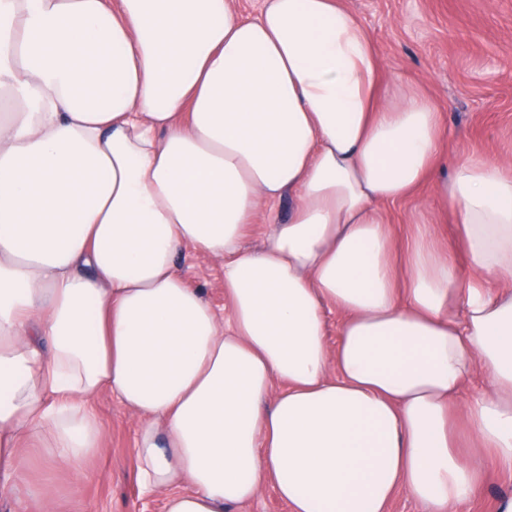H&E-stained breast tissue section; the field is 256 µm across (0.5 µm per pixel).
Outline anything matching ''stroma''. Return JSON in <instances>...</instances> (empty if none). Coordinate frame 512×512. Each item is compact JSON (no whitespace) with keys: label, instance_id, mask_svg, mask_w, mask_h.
<instances>
[{"label":"stroma","instance_id":"stroma-1","mask_svg":"<svg viewBox=\"0 0 512 512\" xmlns=\"http://www.w3.org/2000/svg\"><path fill=\"white\" fill-rule=\"evenodd\" d=\"M358 21L380 49L390 83L422 89L441 107L440 148L449 165L474 155L490 160L512 156V0H349ZM431 185L417 198L386 208L405 269L420 206H434ZM177 264L186 282L216 308L224 306L221 273L210 259L188 250ZM95 409L104 447L93 458L89 479L77 481L44 466L46 449L25 452V485L54 486L62 504L83 500L89 512H164L163 501L137 484L135 428L122 406L100 397ZM480 482L464 512H497L512 499V468L491 455L481 460Z\"/></svg>","mask_w":512,"mask_h":512}]
</instances>
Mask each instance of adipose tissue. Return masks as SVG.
Wrapping results in <instances>:
<instances>
[{"label": "adipose tissue", "instance_id": "1", "mask_svg": "<svg viewBox=\"0 0 512 512\" xmlns=\"http://www.w3.org/2000/svg\"><path fill=\"white\" fill-rule=\"evenodd\" d=\"M383 69L347 0L252 19L234 0H0V503L26 492L23 449L82 474L104 394L165 512L269 484L290 512H387L401 490L460 512L480 471L458 423L512 466V160L443 176L438 109ZM428 181L469 282L431 217L398 275L383 206ZM189 247L227 315L180 274ZM26 493L59 512L51 487ZM436 232L447 251L448 261L457 267L461 279L466 280L469 277L468 265L459 247V227L458 224H453L449 208L448 221H444L443 224H437Z\"/></svg>", "mask_w": 512, "mask_h": 512}]
</instances>
